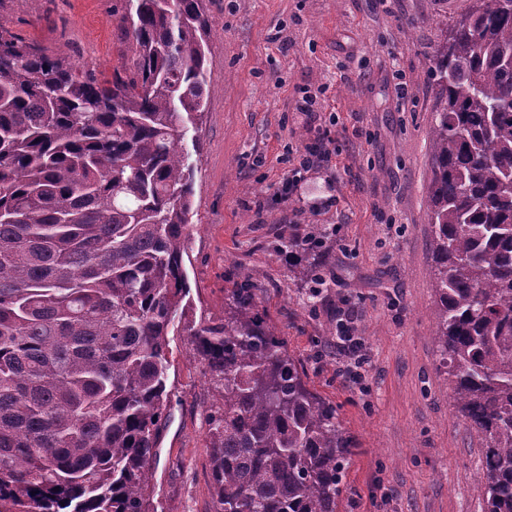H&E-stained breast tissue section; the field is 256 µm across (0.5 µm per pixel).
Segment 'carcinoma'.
<instances>
[{
  "label": "carcinoma",
  "mask_w": 512,
  "mask_h": 512,
  "mask_svg": "<svg viewBox=\"0 0 512 512\" xmlns=\"http://www.w3.org/2000/svg\"><path fill=\"white\" fill-rule=\"evenodd\" d=\"M112 79L0 22V512H146L171 390L206 111L202 0H123ZM434 340L484 440V512H512V0H476L432 57ZM311 254L322 240L280 239ZM188 326L218 392L216 512H338L354 441L245 276Z\"/></svg>",
  "instance_id": "1"
}]
</instances>
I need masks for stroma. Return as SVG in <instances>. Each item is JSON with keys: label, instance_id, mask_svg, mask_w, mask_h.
<instances>
[{"label": "stroma", "instance_id": "obj_1", "mask_svg": "<svg viewBox=\"0 0 512 512\" xmlns=\"http://www.w3.org/2000/svg\"><path fill=\"white\" fill-rule=\"evenodd\" d=\"M472 0H203L213 26L208 110L186 273L194 318L224 314L236 267L310 390L355 448L339 512H484L483 440L455 409L433 338L432 56ZM121 0H0V22L110 77ZM310 96L318 119L298 104ZM331 153L288 201L275 192L316 137ZM321 236V285L280 253L289 225ZM356 313L365 378L342 377L338 314ZM172 401L150 512H214V389L183 327L169 336Z\"/></svg>", "mask_w": 512, "mask_h": 512}]
</instances>
